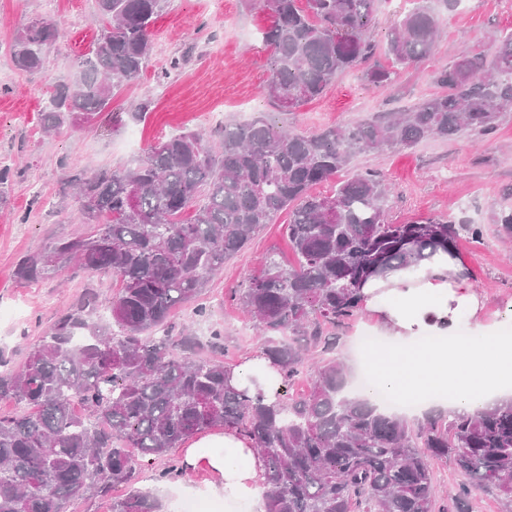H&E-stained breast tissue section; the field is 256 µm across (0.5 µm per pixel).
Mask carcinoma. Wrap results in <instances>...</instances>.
I'll return each mask as SVG.
<instances>
[{"label":"carcinoma","instance_id":"1","mask_svg":"<svg viewBox=\"0 0 512 512\" xmlns=\"http://www.w3.org/2000/svg\"><path fill=\"white\" fill-rule=\"evenodd\" d=\"M274 20L263 32L273 62L263 87L287 112L321 97L336 78L369 61V22L377 0H262ZM97 35L76 71L59 81L40 128L56 133L86 124L115 93L137 81L152 52L153 28L170 0H97ZM438 14L423 5L392 26L389 68L365 70L392 86L399 70L434 54ZM61 22L17 30L15 67L44 68ZM444 91L403 112H379L345 127L298 132L260 115L217 130L218 149L182 132L150 145L132 164L67 177L84 230L25 256V282L77 265L121 282L110 319L96 315L99 292L87 289L64 309L17 366L0 353V512H67L79 498L112 500V512H163L136 488L143 462L165 457L195 435L237 428L263 459L264 512H473L472 496L495 490L512 510V400L476 415H432L416 426L374 397L348 391L349 370L335 357L340 328L363 310L361 284L388 270L419 267L439 250L457 251L481 224L429 217L386 218L384 177L353 174L328 194L314 191L369 151L399 150L430 138L493 135L512 111V33L489 54L437 69ZM98 202L85 223L82 200ZM194 208L191 222L183 212ZM288 210L286 232L297 264L268 255L259 273L233 293L261 332L264 354L279 368L274 400L231 384L218 358L222 331L201 340L170 323L197 301L209 279L251 236ZM498 236L512 242V206L500 204ZM308 392L287 395L295 378ZM137 453H132L131 449ZM453 457L463 477L452 506L436 507L434 465Z\"/></svg>","mask_w":512,"mask_h":512}]
</instances>
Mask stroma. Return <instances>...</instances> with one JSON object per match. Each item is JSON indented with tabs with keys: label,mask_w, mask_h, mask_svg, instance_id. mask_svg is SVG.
<instances>
[{
	"label": "stroma",
	"mask_w": 512,
	"mask_h": 512,
	"mask_svg": "<svg viewBox=\"0 0 512 512\" xmlns=\"http://www.w3.org/2000/svg\"><path fill=\"white\" fill-rule=\"evenodd\" d=\"M410 7L409 0H382L369 25L374 63L391 66L388 34ZM50 15L62 24L60 41L43 70L19 71L10 53L16 31L32 18ZM272 20L269 8L248 0H172L155 24L150 64L140 80L120 90L94 123L48 136L39 127V113L54 82L74 73L93 41L97 2L56 0L51 6L47 0H0V161L15 171L8 198L0 203L1 352L22 359L87 282L100 290L98 312L103 316L119 290L111 276L90 278L72 268L36 283L15 275L21 257L77 232V225L60 209L68 171L123 167L160 138L186 130L207 134L259 115L311 133L352 124L373 112L401 111L437 93L435 70L457 57L487 51L493 34L512 30V0H466L463 7L443 14L442 38L434 55L402 70L392 87L369 84L358 67L340 75L324 96L296 112L281 111L263 92L271 51L263 45L261 33ZM145 101L151 108L143 114L139 107ZM366 169L380 172L393 189L387 209L392 222L440 217L483 225L482 241H459V256L484 300L485 327L512 337V322L503 318L506 303L512 300V258L504 254L495 221L503 198H512V113L482 142L469 136L430 139L399 152L362 153L338 177L343 180ZM35 196L40 197V205H32ZM287 222V213H280L210 279L202 296L209 308L207 317L195 316L190 306L171 315L173 322L190 326L198 336L221 328L222 358L227 364H240L262 347L252 321L230 294L259 273L260 260L267 254L293 264ZM364 333H382L366 311L344 326L335 350L336 357L355 372L366 361L357 341ZM216 478L206 467L189 468L180 481L155 484L153 491L166 512H173L183 498L201 500L208 512H226L223 496L209 487Z\"/></svg>",
	"instance_id": "35a3bbf8"
}]
</instances>
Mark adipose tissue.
<instances>
[{
    "label": "adipose tissue",
    "instance_id": "adipose-tissue-1",
    "mask_svg": "<svg viewBox=\"0 0 512 512\" xmlns=\"http://www.w3.org/2000/svg\"><path fill=\"white\" fill-rule=\"evenodd\" d=\"M365 308L385 330L388 351L370 364L388 392L405 397L456 386L449 413L474 414L512 396V341L493 336L457 338L461 314L478 317L483 304L469 271L454 254L438 252L425 270H394L369 278L361 287ZM416 338H436L440 347H413ZM208 463L220 473L225 498L259 503L264 462L238 430L227 429L201 440ZM199 448H186L185 462L196 466Z\"/></svg>",
    "mask_w": 512,
    "mask_h": 512
}]
</instances>
